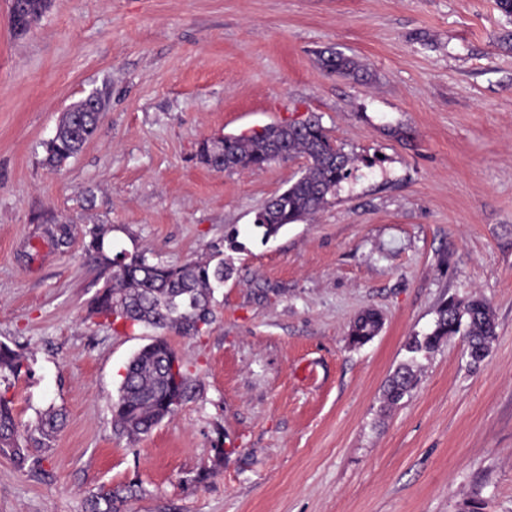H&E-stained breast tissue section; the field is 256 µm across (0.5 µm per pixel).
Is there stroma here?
<instances>
[{"label": "stroma", "instance_id": "35a3bbf8", "mask_svg": "<svg viewBox=\"0 0 512 512\" xmlns=\"http://www.w3.org/2000/svg\"><path fill=\"white\" fill-rule=\"evenodd\" d=\"M0 0V342L30 368L9 390L28 430L0 453V512H512V16L496 0H51L23 35ZM368 76L325 72L316 53ZM102 100L97 134L45 163L63 112ZM320 116L354 158L314 217L263 240L257 212L306 166L218 172L203 140ZM111 253L222 255L217 319L170 335L195 394L145 435L110 400L153 328L93 298ZM486 299L496 335L417 359L383 390L448 297ZM380 332L352 345L365 310ZM317 63L327 72L344 78L358 80L365 74L362 65L357 60L341 52L320 51L317 55ZM122 498L119 491L112 492V489L92 492L86 500V512H118L117 503H121Z\"/></svg>", "mask_w": 512, "mask_h": 512}]
</instances>
